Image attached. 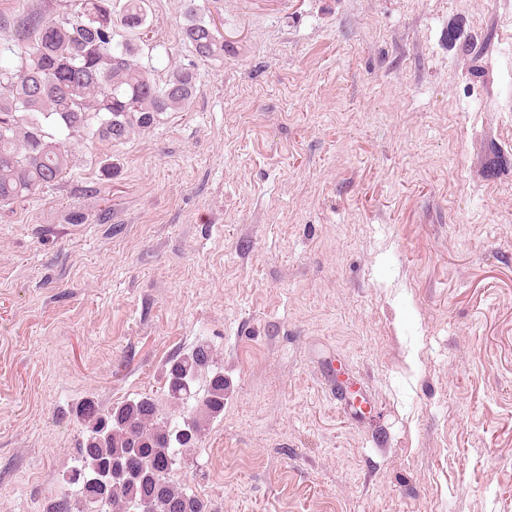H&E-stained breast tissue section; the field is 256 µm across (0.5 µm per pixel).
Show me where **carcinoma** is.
I'll list each match as a JSON object with an SVG mask.
<instances>
[{
    "label": "carcinoma",
    "mask_w": 512,
    "mask_h": 512,
    "mask_svg": "<svg viewBox=\"0 0 512 512\" xmlns=\"http://www.w3.org/2000/svg\"><path fill=\"white\" fill-rule=\"evenodd\" d=\"M150 26L148 0H70V9L32 22L26 44L0 55V208L62 179L71 140L120 145L188 109L196 77L174 68L164 82L141 62ZM183 40L197 57L224 58V38L188 0ZM224 367L197 343L165 365L170 404L194 401L180 420L151 396L76 410L84 427L66 482L79 487L45 512H210L171 480L208 423L224 413Z\"/></svg>",
    "instance_id": "1"
}]
</instances>
